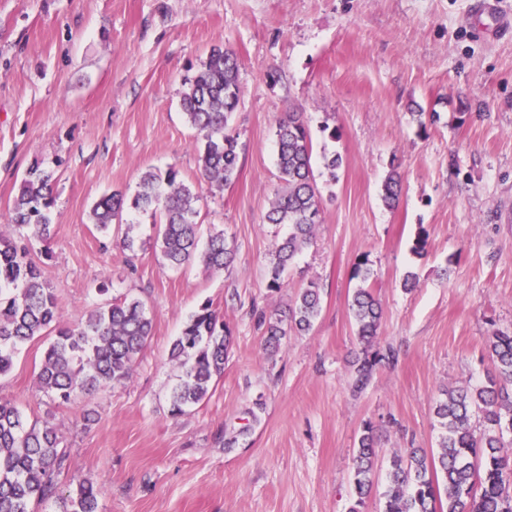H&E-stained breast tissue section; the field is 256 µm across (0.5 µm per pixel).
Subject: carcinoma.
<instances>
[{
    "instance_id": "obj_1",
    "label": "carcinoma",
    "mask_w": 512,
    "mask_h": 512,
    "mask_svg": "<svg viewBox=\"0 0 512 512\" xmlns=\"http://www.w3.org/2000/svg\"><path fill=\"white\" fill-rule=\"evenodd\" d=\"M237 55L222 45L211 48L197 73L184 79L181 110L197 133L203 181L186 185L178 171L147 169L132 196L121 191L103 194L92 208L96 229L108 235L112 224L131 210L159 218L155 246L163 264L178 269L195 261L222 270L234 260L235 247L215 232L200 242L197 203L203 190H222L237 174V137L229 120L241 94ZM280 186L265 216L269 224L288 225V235L274 247L268 288L278 291L284 274L316 238L321 223L320 192L312 166V142L303 114L290 111L276 125ZM53 174L31 168L21 181L9 210L18 232L45 242L51 236ZM400 175L391 171L383 184V200L395 206ZM354 275L349 313L363 344L352 362L351 387L363 390L376 367L393 363L391 348L376 338L381 305L369 285L373 271L360 257ZM322 309L320 288L311 284L295 297L279 318L259 316L264 346L279 351L292 333L310 332ZM59 298L26 247L0 234V376L8 374L22 345L54 334L36 376L38 390L67 406L80 393L110 388L126 381L138 356L148 345L153 319L134 298H115L94 305L74 327L60 325ZM229 327L204 303L190 315L171 344L170 361L180 369L170 397V413L180 416L199 405L224 374L231 347ZM494 373L483 385H453L434 406L441 429L438 451L403 448L389 460L383 512H512V332L494 330L487 337ZM62 438L46 424L27 423L17 405L0 398V512H33V505L57 496L56 478L65 457ZM380 454L377 426L364 424L351 463L353 503L362 512L373 488L374 466ZM100 490L81 482L61 498L62 512H99Z\"/></svg>"
}]
</instances>
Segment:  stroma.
Wrapping results in <instances>:
<instances>
[{
  "instance_id": "obj_1",
  "label": "stroma",
  "mask_w": 512,
  "mask_h": 512,
  "mask_svg": "<svg viewBox=\"0 0 512 512\" xmlns=\"http://www.w3.org/2000/svg\"><path fill=\"white\" fill-rule=\"evenodd\" d=\"M484 2L0 0V233L14 232L4 219L26 172L53 170L52 235L31 248L64 323L100 302L103 280L153 319L130 378L70 405L36 388L49 337L26 344L0 377V397L59 432L61 490L93 483L99 512H349L351 458L370 420L381 452L365 512H380L393 452L436 450L442 391L485 382L489 334L512 330V0ZM218 43L239 58L238 172L204 192L198 222L202 235L234 240L235 260L170 269L152 248L151 215L127 214L105 236L89 214L104 193L134 192L148 168L197 183L196 132L179 101ZM292 109L312 140L322 222L272 292V251L288 228L265 215L280 185L276 124ZM334 153L343 163L330 183L322 159ZM393 170L402 192L391 208L382 185ZM127 234L134 250L121 244ZM363 255L382 308L379 342L397 361L356 393L350 364L361 346L348 302ZM312 282L322 290L313 329L269 354L257 312L283 314ZM207 301L232 348L208 397L174 417L170 344Z\"/></svg>"
}]
</instances>
